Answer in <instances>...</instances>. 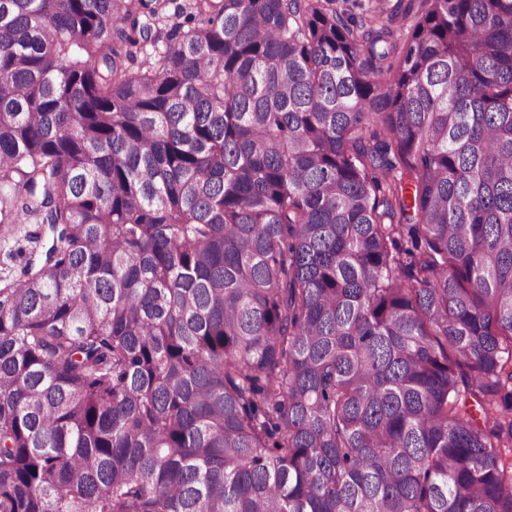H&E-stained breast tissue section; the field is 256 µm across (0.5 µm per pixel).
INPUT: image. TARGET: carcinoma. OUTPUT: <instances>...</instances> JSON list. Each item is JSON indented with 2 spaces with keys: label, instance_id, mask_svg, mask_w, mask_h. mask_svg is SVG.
Here are the masks:
<instances>
[{
  "label": "carcinoma",
  "instance_id": "1",
  "mask_svg": "<svg viewBox=\"0 0 512 512\" xmlns=\"http://www.w3.org/2000/svg\"><path fill=\"white\" fill-rule=\"evenodd\" d=\"M0 0V512H512V0ZM40 231V224H16L10 227L5 233L0 231V272L13 271V275H19L25 262V257L17 253L19 246H24L25 242L22 237L26 232L35 235ZM9 253L13 255L8 256Z\"/></svg>",
  "mask_w": 512,
  "mask_h": 512
}]
</instances>
